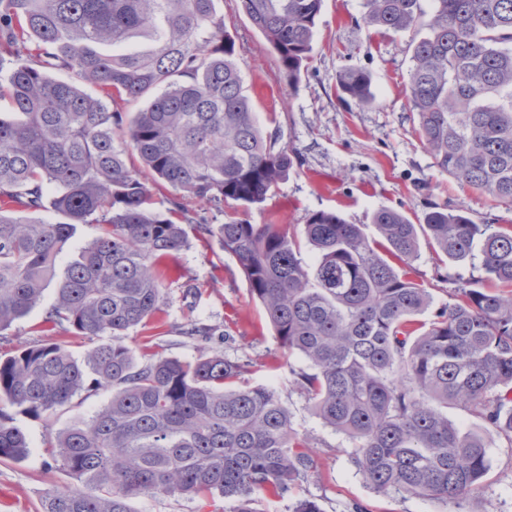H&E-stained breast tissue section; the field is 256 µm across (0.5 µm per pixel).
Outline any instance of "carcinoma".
Returning a JSON list of instances; mask_svg holds the SVG:
<instances>
[{
    "mask_svg": "<svg viewBox=\"0 0 512 512\" xmlns=\"http://www.w3.org/2000/svg\"><path fill=\"white\" fill-rule=\"evenodd\" d=\"M217 0H0V83L13 119L0 116V333L55 299L43 323L90 340L81 358L62 342L0 358V403L47 417L82 391L109 402L56 435L51 456L83 483L47 494L42 512H131L146 494L218 493L229 512H259L265 493L288 495L313 469L309 441L279 394L244 378L247 364L212 350L192 360L138 361L119 338L147 326L167 288L162 264L187 241L185 226L217 239L239 262L284 354L289 383L323 423L353 443L358 471L382 494L463 503L489 469L479 437L448 421L469 410L512 434V229L476 224L435 204L415 224L380 208L360 225L332 211L303 224L314 271L297 236L241 211L273 197L292 151L258 125ZM293 82L310 58L323 0H241ZM363 0L364 20L410 41L408 74L417 132L436 166L512 206V0ZM65 72L69 79L51 76ZM342 94L373 100L361 70L339 75ZM171 189L161 211L150 182ZM224 214L212 224L186 200ZM63 217H30L45 201ZM233 203L224 211V204ZM78 224L101 234L64 269L58 258ZM456 265L481 256L482 277L453 280L427 322L430 289L397 269L420 238ZM216 329L190 323L205 341ZM29 444L0 407V463Z\"/></svg>",
    "mask_w": 512,
    "mask_h": 512,
    "instance_id": "1",
    "label": "carcinoma"
}]
</instances>
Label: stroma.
Masks as SVG:
<instances>
[{
	"label": "stroma",
	"mask_w": 512,
	"mask_h": 512,
	"mask_svg": "<svg viewBox=\"0 0 512 512\" xmlns=\"http://www.w3.org/2000/svg\"><path fill=\"white\" fill-rule=\"evenodd\" d=\"M227 31L241 51L237 67L265 133H278L294 153V167L278 193L264 205L247 210L254 224L274 219L283 229L299 232L308 215L334 211L364 228L370 241L379 236L371 222L374 211L391 208L419 220L433 204L465 210L478 224L512 226V207L492 205L440 171L421 142L411 110L407 78L411 32L367 26L363 0H323L312 57L296 83H289L276 55L253 27L241 0H219ZM347 69L368 73L375 99L361 104L341 97L337 77ZM177 276L154 316L164 331L162 353L182 360L198 354V341L181 336L189 321L229 332L231 345L213 339L217 350L248 362L252 384L275 387L299 434L309 438L314 467L288 497L263 501L262 512H288L298 498L318 502L322 512H439L437 503L415 496L377 493L351 460V441L332 431L308 408L305 397L288 381L289 367H305L297 355L285 356L260 305L253 301L242 269L217 239L189 236L175 252ZM450 277L469 278L467 265H440L428 242H421L411 277L430 288L435 305L448 303L450 282L435 278L436 268ZM54 301L46 292L40 305L0 333V354L23 345L43 343L39 331ZM109 399L108 392H81L49 419L15 414L30 448L15 462L0 464V512H42L47 492L79 486L45 447L49 435L88 420ZM448 419L462 429L479 430L489 457V470L471 504L479 512H512V439L494 427L452 407ZM132 512H229L222 497L143 495L131 499Z\"/></svg>",
	"instance_id": "1"
}]
</instances>
